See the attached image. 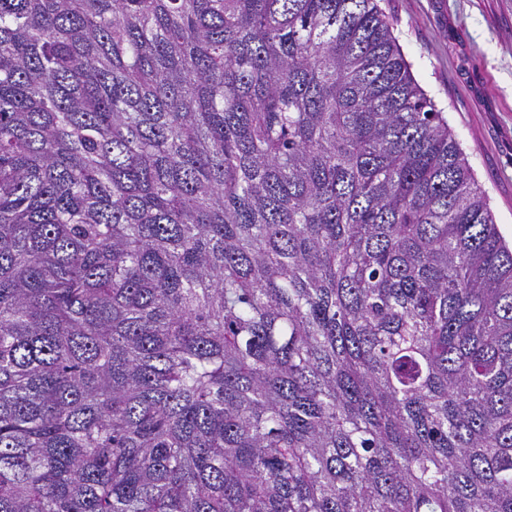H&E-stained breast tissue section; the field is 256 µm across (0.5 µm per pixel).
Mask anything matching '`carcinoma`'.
<instances>
[{
    "label": "carcinoma",
    "instance_id": "carcinoma-1",
    "mask_svg": "<svg viewBox=\"0 0 512 512\" xmlns=\"http://www.w3.org/2000/svg\"><path fill=\"white\" fill-rule=\"evenodd\" d=\"M0 512H512V249L376 0H0Z\"/></svg>",
    "mask_w": 512,
    "mask_h": 512
}]
</instances>
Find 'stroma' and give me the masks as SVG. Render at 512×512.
I'll list each match as a JSON object with an SVG mask.
<instances>
[{
    "instance_id": "obj_1",
    "label": "stroma",
    "mask_w": 512,
    "mask_h": 512,
    "mask_svg": "<svg viewBox=\"0 0 512 512\" xmlns=\"http://www.w3.org/2000/svg\"><path fill=\"white\" fill-rule=\"evenodd\" d=\"M512 247V0H379Z\"/></svg>"
}]
</instances>
